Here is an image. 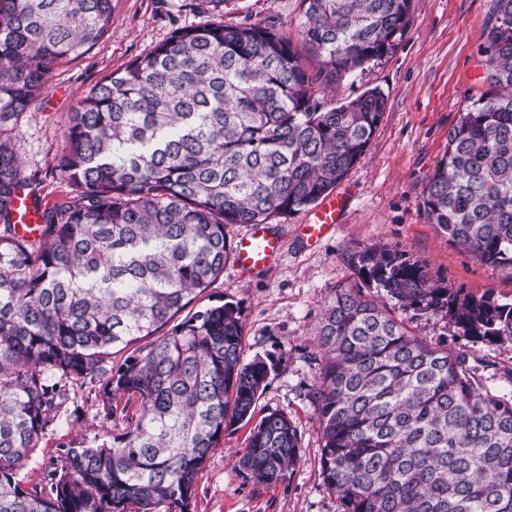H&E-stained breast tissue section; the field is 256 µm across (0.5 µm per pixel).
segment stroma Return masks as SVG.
<instances>
[{
    "mask_svg": "<svg viewBox=\"0 0 512 512\" xmlns=\"http://www.w3.org/2000/svg\"><path fill=\"white\" fill-rule=\"evenodd\" d=\"M494 3L417 0L394 48L336 91L345 98L376 87L387 98L365 153L339 185L349 194L341 224L315 242L302 232L313 207L277 217L269 226L282 244L276 260L248 273L226 263L209 288L211 303L231 301L240 308L244 360L259 356L272 362L256 413L276 411L288 418L299 436L300 461L272 485L254 483L240 474L234 457L249 429L230 428L198 475L193 512H342L320 473L321 429L308 393L317 376L311 358L317 319L333 288L360 283L351 253L365 247L402 251L424 263L441 287L476 295L490 290L501 301H512V268L483 264L448 243L422 206V187L448 150L449 130L467 101L485 89L481 46L495 22ZM301 16V0H226L218 9L209 0H112L106 37L85 54L51 65L45 92L13 132L22 181L33 183L48 205L75 196L59 170L71 112L106 76L148 54L173 29L205 21L259 22L293 36ZM393 314L428 342L471 351L481 385L496 395H512L511 341L473 345L456 336L450 319L399 307ZM106 382L100 376L71 385L64 412L49 423L21 472L27 485L39 483L61 448L108 441L121 432V420L106 415Z\"/></svg>",
    "mask_w": 512,
    "mask_h": 512,
    "instance_id": "1",
    "label": "stroma"
}]
</instances>
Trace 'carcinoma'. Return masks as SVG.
<instances>
[{"label": "carcinoma", "mask_w": 512, "mask_h": 512, "mask_svg": "<svg viewBox=\"0 0 512 512\" xmlns=\"http://www.w3.org/2000/svg\"><path fill=\"white\" fill-rule=\"evenodd\" d=\"M112 0H0V512H191L224 432L250 422L270 364L243 360L233 302L186 308L232 253L226 227L318 202L364 153L387 108L329 92L394 47L415 0H301L297 33L260 23L176 28L71 113L60 171L75 197L15 237L13 130L55 61L104 38ZM481 47L486 90L461 110L422 190L427 219L486 265L512 267V0ZM363 285L334 288L315 328L309 398L319 465L345 512H512V396L483 391L464 352L407 331L378 298L449 317L472 343L512 341V302L441 288L406 254H351ZM111 367L112 443L61 449L44 483L21 471L75 380ZM273 411L237 453L277 482L299 461Z\"/></svg>", "instance_id": "carcinoma-1"}]
</instances>
